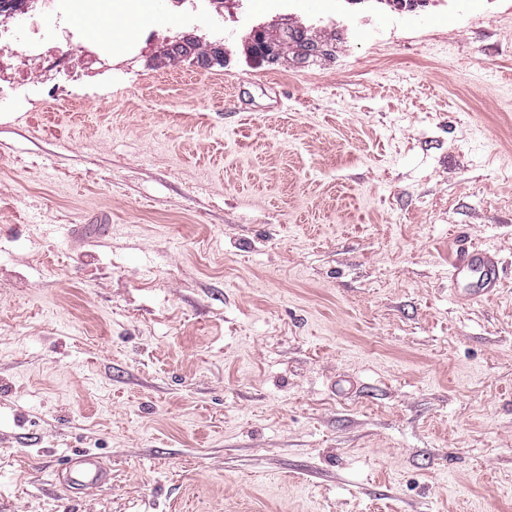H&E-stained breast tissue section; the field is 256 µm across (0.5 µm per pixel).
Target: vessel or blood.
<instances>
[{
	"mask_svg": "<svg viewBox=\"0 0 512 512\" xmlns=\"http://www.w3.org/2000/svg\"><path fill=\"white\" fill-rule=\"evenodd\" d=\"M448 283L461 301L491 298L502 283L500 261L495 253L484 248L466 246L448 269ZM56 475L71 491L80 493L105 482L108 468L98 455L84 452L63 461Z\"/></svg>",
	"mask_w": 512,
	"mask_h": 512,
	"instance_id": "obj_1",
	"label": "vessel or blood"
}]
</instances>
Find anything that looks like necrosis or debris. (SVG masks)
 <instances>
[{
  "label": "necrosis or debris",
  "mask_w": 512,
  "mask_h": 512,
  "mask_svg": "<svg viewBox=\"0 0 512 512\" xmlns=\"http://www.w3.org/2000/svg\"><path fill=\"white\" fill-rule=\"evenodd\" d=\"M91 0H38L37 7L0 14V105H5L24 87L54 83L63 75L77 82L100 75L110 58L95 42L86 40L73 23L79 11H91ZM24 42V59H17L13 45ZM81 45L78 59L60 51L61 45Z\"/></svg>",
  "instance_id": "obj_1"
}]
</instances>
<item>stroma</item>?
Listing matches in <instances>:
<instances>
[{
	"label": "stroma",
	"mask_w": 512,
	"mask_h": 512,
	"mask_svg": "<svg viewBox=\"0 0 512 512\" xmlns=\"http://www.w3.org/2000/svg\"><path fill=\"white\" fill-rule=\"evenodd\" d=\"M162 7L0 118V512H512V0H292L302 64ZM187 33L223 64L160 65ZM500 261L495 253L468 245L460 250L448 268V285L464 302L495 296L501 286ZM56 475L71 491L81 493L105 482L108 468L98 455L84 452L63 461Z\"/></svg>",
	"instance_id": "1"
}]
</instances>
